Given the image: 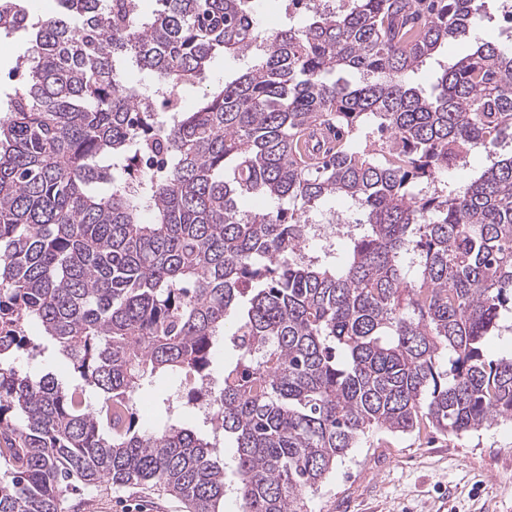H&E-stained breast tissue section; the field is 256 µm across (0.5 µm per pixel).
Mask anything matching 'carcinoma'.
<instances>
[{
    "mask_svg": "<svg viewBox=\"0 0 512 512\" xmlns=\"http://www.w3.org/2000/svg\"><path fill=\"white\" fill-rule=\"evenodd\" d=\"M60 2L31 24L0 0V31L32 29L0 112V512H61V492L102 482L221 512L214 445L139 428L135 400L209 378L231 316L214 420L236 441L241 512H307L375 431L512 420V350H487L512 333V153L447 176L512 129V47L477 42L430 93L413 82L487 0H338L270 34L254 0ZM221 54L247 64L182 108ZM316 126L328 141L306 161ZM153 151L156 179L138 167ZM250 196L272 205L241 209ZM331 197L359 232L308 254ZM21 351L65 358L72 380L21 370ZM234 319H228L225 327V335L219 339V344L217 348V357L215 358L213 365L211 367V383L214 386L213 390H209L212 392V395L217 394L221 378L223 375V367L224 363L229 364L233 363L236 360L237 351L231 341V334L234 331L233 325Z\"/></svg>",
    "mask_w": 512,
    "mask_h": 512,
    "instance_id": "cac0c4a2",
    "label": "carcinoma"
}]
</instances>
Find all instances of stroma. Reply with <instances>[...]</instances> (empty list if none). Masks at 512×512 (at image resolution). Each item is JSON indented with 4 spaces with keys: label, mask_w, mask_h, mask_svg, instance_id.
I'll return each mask as SVG.
<instances>
[{
    "label": "stroma",
    "mask_w": 512,
    "mask_h": 512,
    "mask_svg": "<svg viewBox=\"0 0 512 512\" xmlns=\"http://www.w3.org/2000/svg\"><path fill=\"white\" fill-rule=\"evenodd\" d=\"M30 34H0V105L25 79L17 63ZM191 383L169 378L136 400L143 428L189 423L212 438L211 420L187 402ZM309 512H512V422L462 436L376 432L350 449L317 491ZM64 512H185L163 490L101 489L87 500L65 494Z\"/></svg>",
    "instance_id": "stroma-1"
}]
</instances>
